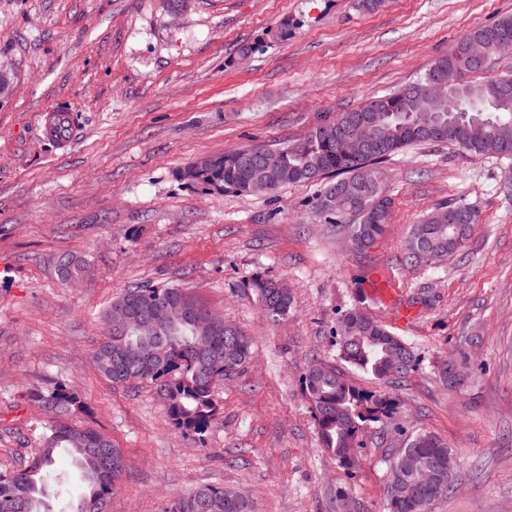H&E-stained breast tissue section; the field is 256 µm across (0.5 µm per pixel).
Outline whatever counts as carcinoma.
I'll return each instance as SVG.
<instances>
[{
  "label": "carcinoma",
  "mask_w": 512,
  "mask_h": 512,
  "mask_svg": "<svg viewBox=\"0 0 512 512\" xmlns=\"http://www.w3.org/2000/svg\"><path fill=\"white\" fill-rule=\"evenodd\" d=\"M482 45L486 60L512 51V16L471 29L429 66L450 68L465 78L485 70L477 66L469 47ZM427 74L405 88L379 96L350 112L316 126L303 141L270 149L254 144L228 152L218 159H203L186 171L223 192L257 194L288 183L323 184L315 208L326 224H340L349 215L350 244L357 251L370 248L388 227L391 200L381 188L379 165L400 152L427 142L446 143L466 154L512 159V77L481 82L463 81L449 93L478 112H432L425 92ZM369 123L374 146L353 158L340 146L339 127L350 130ZM336 192L343 203L337 213L322 209V195ZM468 208L450 203L437 208L412 226L406 240L405 263H435L458 252L478 224V214L468 224L448 223V212ZM66 278H78L86 265L69 256L58 259ZM238 290L250 297L270 322L288 315L292 296L286 282L262 274L246 278ZM167 310L164 320L150 333L125 324L127 308ZM206 306L185 288L138 286L113 299L103 316L104 339L93 361L114 385L152 383L166 401L173 426L190 440L201 441L217 412L216 382L239 370L251 354V339L238 327L214 317L201 321L197 313ZM339 359L376 379L403 378L419 363L413 347L382 321L358 307L342 315L336 330ZM320 447L341 465L361 445L360 436L370 423L392 418L399 408L394 396L366 393L334 366L318 363L301 376ZM48 416V433L42 448L23 468L0 473V512H51L52 487L45 481L60 448L71 451L85 491L71 512H99L108 504L120 482L125 461L112 440L90 426L77 424L83 405L66 387L30 394ZM403 446L391 464L387 499L399 501L397 512H428V506L452 491L420 484L421 471L448 464L450 448L437 436L420 430L403 432ZM164 512H251L249 503L231 488L199 487L173 497Z\"/></svg>",
  "instance_id": "carcinoma-1"
}]
</instances>
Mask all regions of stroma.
I'll return each instance as SVG.
<instances>
[{"mask_svg": "<svg viewBox=\"0 0 512 512\" xmlns=\"http://www.w3.org/2000/svg\"><path fill=\"white\" fill-rule=\"evenodd\" d=\"M506 15L512 0H383L372 12L356 0H0V473L42 444L30 392L61 384L82 424L124 454L109 512H162L201 486L235 489L253 512H336L342 493L356 512H386L404 429L438 435L457 461L452 492L428 512H512V160L445 143L394 156L380 167L389 229L362 254L318 216V184L237 195L184 176L203 157L298 143ZM53 106L78 116L70 148L38 132ZM460 201L479 214L466 247L405 266L410 226ZM62 255L89 275L61 280ZM375 271L395 280L400 305L421 297L410 321L357 297ZM256 272L287 280L283 320L239 293ZM138 283L188 289L253 342L218 383L201 442L172 425L155 386L112 384L94 365L103 311ZM357 304L419 365L396 380L349 371L400 407L389 428L367 426L346 469L321 451L300 378L338 364L337 322ZM444 359L461 366L457 385L437 377Z\"/></svg>", "mask_w": 512, "mask_h": 512, "instance_id": "1", "label": "stroma"}]
</instances>
